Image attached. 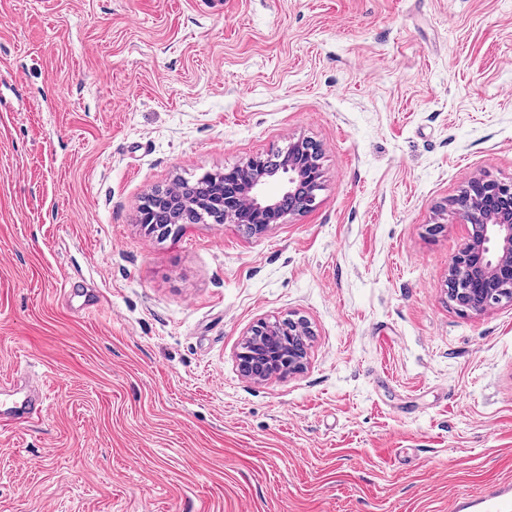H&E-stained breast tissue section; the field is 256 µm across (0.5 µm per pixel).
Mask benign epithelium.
<instances>
[{"label":"benign epithelium","mask_w":512,"mask_h":512,"mask_svg":"<svg viewBox=\"0 0 512 512\" xmlns=\"http://www.w3.org/2000/svg\"><path fill=\"white\" fill-rule=\"evenodd\" d=\"M288 163L269 175L258 173L262 162L252 158L233 171L224 173L235 184L224 190V221L252 224L262 231L285 222L280 198L297 196L296 211L311 207L316 194H298L300 186L321 179L319 167L308 160L314 149L305 142L288 146ZM451 206L468 228V240L448 266V295L465 310L482 312L507 300L512 302V184L470 180ZM251 360L262 379L270 380L285 372L298 371L304 357L293 353L285 338L259 340L254 351L237 353V360Z\"/></svg>","instance_id":"1"}]
</instances>
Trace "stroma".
I'll return each instance as SVG.
<instances>
[{
    "instance_id": "obj_1",
    "label": "stroma",
    "mask_w": 512,
    "mask_h": 512,
    "mask_svg": "<svg viewBox=\"0 0 512 512\" xmlns=\"http://www.w3.org/2000/svg\"><path fill=\"white\" fill-rule=\"evenodd\" d=\"M308 140L265 233L153 191ZM512 182V0H0V512H448L512 479V302L448 298L469 180ZM99 297L72 312L62 286ZM314 331L258 382L257 321ZM45 411L46 405L40 390L33 388L21 392L11 382H0V425L12 421L27 423L39 419Z\"/></svg>"
}]
</instances>
